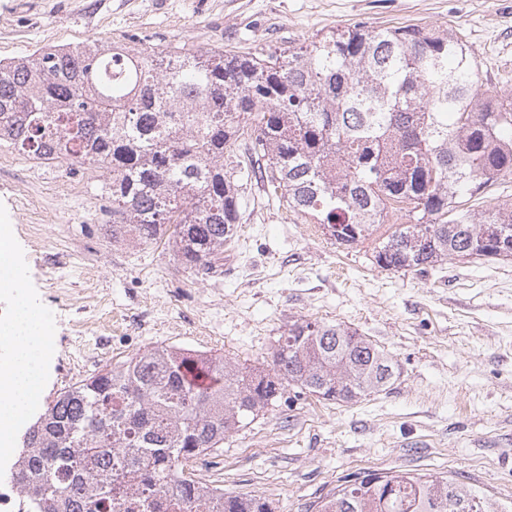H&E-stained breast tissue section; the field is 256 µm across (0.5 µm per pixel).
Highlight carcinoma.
<instances>
[{
    "instance_id": "cac0c4a2",
    "label": "carcinoma",
    "mask_w": 512,
    "mask_h": 512,
    "mask_svg": "<svg viewBox=\"0 0 512 512\" xmlns=\"http://www.w3.org/2000/svg\"><path fill=\"white\" fill-rule=\"evenodd\" d=\"M0 119V145L68 174L110 175L112 240L148 246L170 228L181 263L204 275L222 272L251 180L347 248L403 213L409 223L375 247L384 270L423 274L450 255L512 260V206L466 207L512 174V102L492 100L474 53L446 27L333 28L286 55L45 47L0 63ZM272 364L155 347L69 386L14 462L19 512H121L132 484L145 512L201 507L207 493L182 462L213 453L288 388L349 402L396 373L357 331L315 320L288 327ZM113 448L132 482L112 475ZM222 498L221 512H272L261 497ZM312 508L512 512L448 476L404 471L359 474Z\"/></svg>"
}]
</instances>
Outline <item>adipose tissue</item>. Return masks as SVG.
I'll return each instance as SVG.
<instances>
[{"instance_id": "obj_1", "label": "adipose tissue", "mask_w": 512, "mask_h": 512, "mask_svg": "<svg viewBox=\"0 0 512 512\" xmlns=\"http://www.w3.org/2000/svg\"><path fill=\"white\" fill-rule=\"evenodd\" d=\"M18 253L11 227L0 225V266L14 268V275L0 276V300L8 305L0 320V347L7 358L0 361V457L14 448L15 434L29 408V401L47 372L43 339L49 328L45 314L25 292L17 267Z\"/></svg>"}]
</instances>
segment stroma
Listing matches in <instances>:
<instances>
[{
  "mask_svg": "<svg viewBox=\"0 0 512 512\" xmlns=\"http://www.w3.org/2000/svg\"><path fill=\"white\" fill-rule=\"evenodd\" d=\"M0 61L89 40L137 51L173 43L246 53L309 45L337 26L445 27L475 52L493 99L512 100V0H0ZM0 224L12 225L28 290L49 319L47 374L27 417L106 365L166 345L271 368L295 321L337 322L389 353L387 390L352 402L304 394L272 407L207 456L224 489L311 512L366 470L444 473L512 501V260L448 257L427 274L373 261L374 239L343 248L322 226L268 201L240 200L224 271L184 269L167 240L114 242L102 186L61 196L58 169L0 146ZM42 218L62 255L40 260L25 225Z\"/></svg>",
  "mask_w": 512,
  "mask_h": 512,
  "instance_id": "stroma-1",
  "label": "stroma"
}]
</instances>
